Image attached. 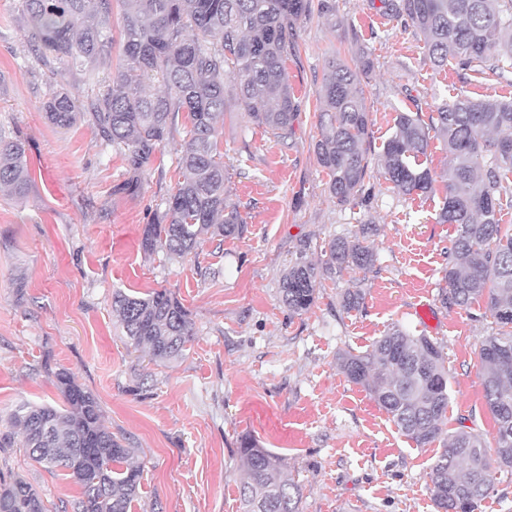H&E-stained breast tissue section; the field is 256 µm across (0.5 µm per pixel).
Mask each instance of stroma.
Segmentation results:
<instances>
[{"label": "stroma", "instance_id": "obj_1", "mask_svg": "<svg viewBox=\"0 0 512 512\" xmlns=\"http://www.w3.org/2000/svg\"><path fill=\"white\" fill-rule=\"evenodd\" d=\"M312 2L287 61L298 106L292 138L277 142L233 106L219 130L227 200L246 221L244 235L169 258L146 254L141 241L180 178L183 130L157 150L141 188L126 190L125 156L86 121L67 129L46 121L49 71L16 0H0V128L25 141L32 179L24 200L0 190V435L12 433L20 403L62 405L47 370L68 369L142 465L133 512H240L236 448L246 433L283 457L301 488L300 512H437L429 473L440 443L417 446L337 364L396 324L444 350L448 430L495 436L479 377L492 319L484 301L446 308L438 298L455 236L436 220L444 192L399 194L376 161L397 112L427 116L461 92L510 99L512 72L463 79L456 64L433 69L421 38L383 15L380 0ZM363 54L374 63L360 88L375 164L367 202L344 209L314 150L322 76L329 58ZM361 224L378 227L373 271L323 279L314 306L291 314L279 300L290 263L302 253L323 260L332 238ZM355 287L364 305L343 312L340 295ZM161 289L186 307L194 336L182 359L155 364L128 349L112 294ZM15 477L48 512L80 496L62 469L34 462L18 441L0 448V479Z\"/></svg>", "mask_w": 512, "mask_h": 512}]
</instances>
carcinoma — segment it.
<instances>
[{
  "instance_id": "obj_1",
  "label": "carcinoma",
  "mask_w": 512,
  "mask_h": 512,
  "mask_svg": "<svg viewBox=\"0 0 512 512\" xmlns=\"http://www.w3.org/2000/svg\"><path fill=\"white\" fill-rule=\"evenodd\" d=\"M122 11L123 58L112 65L109 27L113 3ZM383 14L402 18L424 41L436 68L448 61L463 71L504 74L512 68V0H381ZM32 29L44 65L66 64L52 78L79 75L92 81L108 71V85L80 107L63 83L43 102L47 120L67 128L85 119L106 144L121 151L134 179L184 115V144L176 189L144 226L142 249L186 257L216 237H240L246 224L238 207L226 203L224 153L218 124L228 102L251 122L285 143L294 134L297 105L288 84L293 23L311 11L312 0H17ZM372 62L350 65L334 57L322 78V107L315 152L329 177L328 190L340 207L359 205L370 176L367 150L370 111L358 89ZM441 140L451 164L437 175L422 166L430 133ZM19 136L0 130V187L26 198L31 177ZM380 164L386 181L405 196L434 191L444 183L438 223L456 227L440 289L444 306L466 307L483 299L495 331L481 341L480 371L486 407L497 425L490 446L472 431L445 430L448 376L440 347L427 336L392 326L371 348L338 357L347 379L362 386L397 428L419 446L441 441L430 480L443 512H476L493 489L496 471L512 469V225L501 224L512 209V100L458 94L424 121L399 112ZM373 228L359 225L349 237L332 239L327 259L305 256L288 266L280 300L294 315L315 303L323 276L367 273L374 266L368 244ZM359 288L342 294L346 312L360 308ZM112 313L135 350L149 360L180 358L193 339L188 310L171 292L145 297L112 295ZM65 406L22 402L10 420L23 434L33 460L63 468L80 487L73 512H131L140 495L142 468L133 449L102 421L97 397L73 373L49 371ZM245 479L241 512H300L301 492L282 457L250 435L237 448ZM0 512H47L40 495L17 477L0 483Z\"/></svg>"
}]
</instances>
